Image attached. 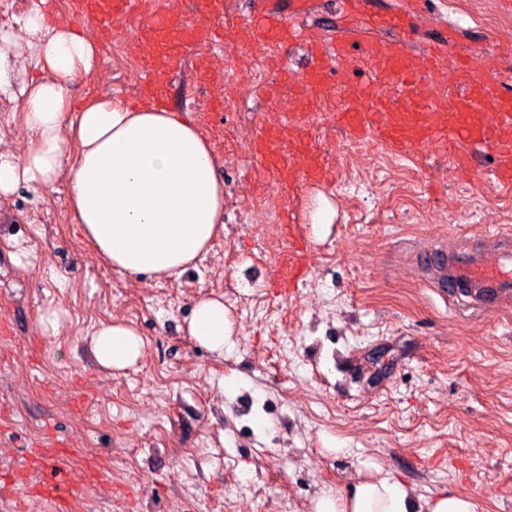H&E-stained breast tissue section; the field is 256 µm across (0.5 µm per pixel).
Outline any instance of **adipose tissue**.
Here are the masks:
<instances>
[{
  "label": "adipose tissue",
  "mask_w": 512,
  "mask_h": 512,
  "mask_svg": "<svg viewBox=\"0 0 512 512\" xmlns=\"http://www.w3.org/2000/svg\"><path fill=\"white\" fill-rule=\"evenodd\" d=\"M46 21L36 0L25 28L39 37L36 63L49 76L21 90L30 142L20 155H0V195L22 183L48 191L67 176L71 221L114 270L136 278L181 275L224 231V183L207 140L177 113L151 106L133 110L102 100L71 114L67 84L92 70L96 45ZM188 333L209 350H223V301H197ZM92 343L99 364L114 370L134 365L144 350L137 332L118 322L99 326ZM314 510L475 512L469 497L448 488L416 502L413 488L390 474L321 497Z\"/></svg>",
  "instance_id": "1"
}]
</instances>
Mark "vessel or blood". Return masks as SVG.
I'll list each match as a JSON object with an SVG mask.
<instances>
[{
  "label": "vessel or blood",
  "instance_id": "vessel-or-blood-1",
  "mask_svg": "<svg viewBox=\"0 0 512 512\" xmlns=\"http://www.w3.org/2000/svg\"><path fill=\"white\" fill-rule=\"evenodd\" d=\"M250 10L240 19L243 50L278 47L288 52L294 44L308 45L306 62L296 84L290 85L287 107L278 126L264 129L251 151L265 177L286 186H321L329 181L324 154L313 144L307 123L325 102L329 88L346 89L353 76L363 75L367 91L361 112H339L332 121L356 141L372 142L387 154L402 156L418 146L469 161L470 151L488 150L500 181H512V55L491 54L481 61L483 79L469 83L450 100L436 102L423 94L426 71L434 66H456L457 51L447 38L425 40L422 49L409 53L414 19L427 10L426 0H410L393 12L380 0H344L349 22L339 36L313 35L307 25L311 0H249ZM70 7L87 24L111 31L117 21L129 22L136 39L149 45L140 76L160 88L171 87L181 76L188 57L195 55L201 26L210 29L213 47L223 48L219 23L227 0H70ZM392 29L391 38L360 42L355 20ZM305 241H289L279 254L273 273L284 288L297 287L304 277ZM501 259L486 265L481 242L464 250L437 247L419 263L433 274L432 284L446 296L469 291V307L485 310L512 300V233L495 237ZM63 441L30 449L27 462L47 471V478L30 493L48 502L53 512H68L70 496L62 465Z\"/></svg>",
  "mask_w": 512,
  "mask_h": 512
}]
</instances>
